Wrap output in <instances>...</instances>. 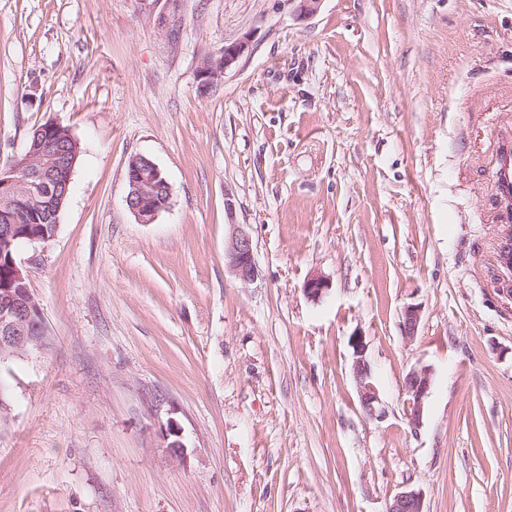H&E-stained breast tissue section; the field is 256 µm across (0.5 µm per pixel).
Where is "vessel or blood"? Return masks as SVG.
<instances>
[{"label":"vessel or blood","mask_w":512,"mask_h":512,"mask_svg":"<svg viewBox=\"0 0 512 512\" xmlns=\"http://www.w3.org/2000/svg\"><path fill=\"white\" fill-rule=\"evenodd\" d=\"M493 193L490 205L495 222L501 231L497 239L496 262L508 271L512 270V139L502 138L496 151L491 171Z\"/></svg>","instance_id":"b4317fda"}]
</instances>
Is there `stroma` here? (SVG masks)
Instances as JSON below:
<instances>
[{
  "instance_id": "35a3bbf8",
  "label": "stroma",
  "mask_w": 512,
  "mask_h": 512,
  "mask_svg": "<svg viewBox=\"0 0 512 512\" xmlns=\"http://www.w3.org/2000/svg\"><path fill=\"white\" fill-rule=\"evenodd\" d=\"M166 7L0 0V162L47 121L82 148L54 239L18 251L50 344L0 364V512H388L406 489L425 512H512V274L488 204L512 0H181L175 33ZM137 154L172 190L150 224L125 203ZM235 224L250 283L224 264ZM249 50L248 40H239L227 45L220 51L217 60L210 59L200 69L199 78L202 87H209L223 72L237 63V61ZM232 227L233 230L224 249L225 266L241 282H253L257 278V267L251 236L240 224ZM353 349V375L358 385L360 402L364 413L368 417L376 414V403L378 402L376 390L369 381L370 371L364 359L365 343L363 336H352L350 340ZM431 384V371L428 367L413 369L406 377L405 391L409 396V422L417 428L422 419L423 403L428 395Z\"/></svg>"
}]
</instances>
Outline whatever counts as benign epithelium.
Segmentation results:
<instances>
[{"label": "benign epithelium", "mask_w": 512, "mask_h": 512, "mask_svg": "<svg viewBox=\"0 0 512 512\" xmlns=\"http://www.w3.org/2000/svg\"><path fill=\"white\" fill-rule=\"evenodd\" d=\"M249 50V42L239 40L224 46L217 60L210 59L200 69L199 78L205 88L213 84L223 72L231 68ZM58 136H47L34 142L22 154V169H10L0 173V205L9 206L20 194L30 193L44 197L51 194V186L63 177L71 182L75 160L80 152V143L72 134L59 124ZM131 173L126 177V205L129 211L142 224L152 223L157 215L168 209L171 202V186L162 177V171L156 163L144 155H135L129 161ZM24 172V177L15 174ZM225 266L243 283L257 278L253 245L250 234L239 224L233 230L224 249ZM329 289V282L320 275L310 277L305 285L306 294L319 299ZM35 309L34 297L29 288L23 294H0V351L5 355H23L30 347L37 345L36 337L30 327L32 310ZM405 336H415L420 319L421 308L415 304L407 305L402 312ZM353 349V375L358 385L360 402L364 413L372 417L376 414L378 402L376 390L370 382V371L364 359L365 343L363 337H351ZM431 384V371L424 366L410 371L405 381V391L409 396V422L418 427L422 419L423 403ZM389 512H425L422 493L404 490L396 494Z\"/></svg>", "instance_id": "benign-epithelium-1"}]
</instances>
